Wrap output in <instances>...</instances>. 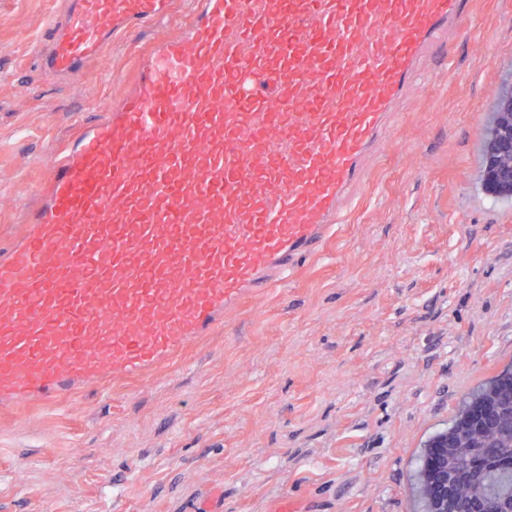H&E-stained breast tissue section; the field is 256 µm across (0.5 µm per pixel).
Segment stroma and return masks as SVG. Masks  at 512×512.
<instances>
[{
    "label": "stroma",
    "instance_id": "stroma-1",
    "mask_svg": "<svg viewBox=\"0 0 512 512\" xmlns=\"http://www.w3.org/2000/svg\"><path fill=\"white\" fill-rule=\"evenodd\" d=\"M59 0H0V240L50 149L132 75L129 39L60 85L31 58ZM322 256L168 368L0 414V512H414L416 465L512 362V203L479 145L512 93V0H471Z\"/></svg>",
    "mask_w": 512,
    "mask_h": 512
}]
</instances>
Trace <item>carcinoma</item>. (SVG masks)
<instances>
[{
    "instance_id": "carcinoma-1",
    "label": "carcinoma",
    "mask_w": 512,
    "mask_h": 512,
    "mask_svg": "<svg viewBox=\"0 0 512 512\" xmlns=\"http://www.w3.org/2000/svg\"><path fill=\"white\" fill-rule=\"evenodd\" d=\"M448 512H474L477 501L512 509V363L475 388L448 429Z\"/></svg>"
}]
</instances>
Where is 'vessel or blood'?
I'll return each mask as SVG.
<instances>
[{
	"label": "vessel or blood",
	"instance_id": "b4317fda",
	"mask_svg": "<svg viewBox=\"0 0 512 512\" xmlns=\"http://www.w3.org/2000/svg\"><path fill=\"white\" fill-rule=\"evenodd\" d=\"M179 20L54 147L0 247V411L136 378L223 331L344 223L463 0H67L36 47L81 72Z\"/></svg>",
	"mask_w": 512,
	"mask_h": 512
}]
</instances>
